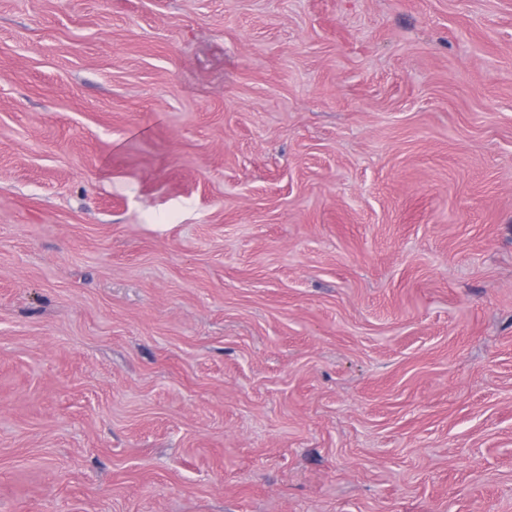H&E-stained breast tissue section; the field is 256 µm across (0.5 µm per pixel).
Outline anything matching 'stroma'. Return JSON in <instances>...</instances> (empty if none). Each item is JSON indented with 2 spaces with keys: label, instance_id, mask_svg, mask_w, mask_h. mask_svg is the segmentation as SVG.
Masks as SVG:
<instances>
[{
  "label": "stroma",
  "instance_id": "stroma-1",
  "mask_svg": "<svg viewBox=\"0 0 512 512\" xmlns=\"http://www.w3.org/2000/svg\"><path fill=\"white\" fill-rule=\"evenodd\" d=\"M0 512H512V0H0Z\"/></svg>",
  "mask_w": 512,
  "mask_h": 512
}]
</instances>
